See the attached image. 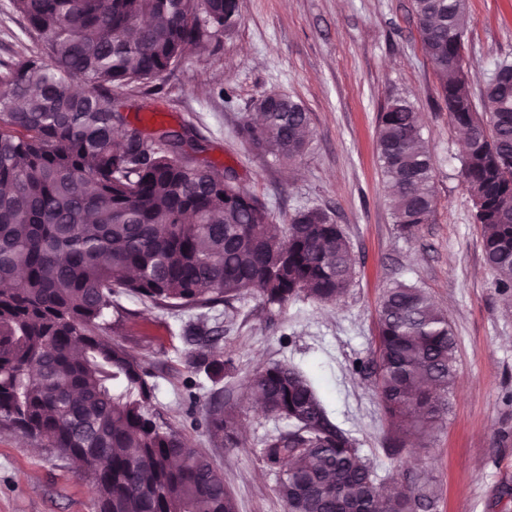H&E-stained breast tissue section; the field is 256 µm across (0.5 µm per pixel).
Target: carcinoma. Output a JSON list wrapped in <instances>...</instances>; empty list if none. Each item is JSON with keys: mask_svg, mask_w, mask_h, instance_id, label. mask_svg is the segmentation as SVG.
I'll list each match as a JSON object with an SVG mask.
<instances>
[{"mask_svg": "<svg viewBox=\"0 0 512 512\" xmlns=\"http://www.w3.org/2000/svg\"><path fill=\"white\" fill-rule=\"evenodd\" d=\"M41 42L0 79V423L82 464L90 460L100 512H236L224 474L184 431L153 411L143 361L103 333L112 297L167 310L333 303L352 280L349 240L326 211L269 220L263 203L216 166L184 126L150 140L131 128L112 88L149 86L188 48L220 42L236 0H10ZM421 42L451 120L466 129L462 175L482 228L486 264L512 296V59L499 60L479 118L463 55L466 0H413ZM238 133L259 154H304L309 113L269 93ZM377 154L393 223L406 232L434 208L433 162L410 103L378 116ZM188 363L214 384L203 420L216 443L239 445V415L216 387L231 363L221 329L183 327ZM372 374L399 447L447 412L455 342L427 293L395 281L378 309ZM264 411L288 421L265 442L280 466L288 512H428L432 497L402 483L391 494L354 441L330 419L309 379L270 363L249 379Z\"/></svg>", "mask_w": 512, "mask_h": 512, "instance_id": "carcinoma-1", "label": "carcinoma"}]
</instances>
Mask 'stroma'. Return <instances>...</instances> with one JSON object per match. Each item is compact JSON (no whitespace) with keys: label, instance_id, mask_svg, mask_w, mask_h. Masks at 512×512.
<instances>
[{"label":"stroma","instance_id":"1","mask_svg":"<svg viewBox=\"0 0 512 512\" xmlns=\"http://www.w3.org/2000/svg\"><path fill=\"white\" fill-rule=\"evenodd\" d=\"M467 12L465 58L477 97L495 63L512 56V0H467ZM26 28L9 0H0V75L20 60L21 46L40 52ZM271 92L310 114L308 147L296 162L261 157L238 134L244 114ZM137 93L113 91L128 105L130 126L192 128L206 146L201 161L231 170L273 223L323 209L341 225L355 259L352 283L336 304L299 299L269 308L248 295L233 308L208 310L223 330L217 350L235 366L223 381L239 402L235 448L214 447L190 427V414L205 411L185 399L194 375L182 329L196 311L113 298L107 335L140 354L157 386L155 409L221 469L236 512H288L278 471L264 456L267 435L288 423L245 397L247 376L272 362L321 384L334 422L381 479L428 477L432 512H512V299L498 291L485 262L462 177L461 133L441 99L412 0H238L236 25L217 47L154 81L146 110L130 108ZM397 98L419 113L435 167L434 211L409 233L392 222L376 149L377 116ZM397 280L428 293L456 344L448 412L413 448L394 447L373 377L354 369L374 356L378 305ZM0 512H99V498L85 469L0 425Z\"/></svg>","mask_w":512,"mask_h":512}]
</instances>
